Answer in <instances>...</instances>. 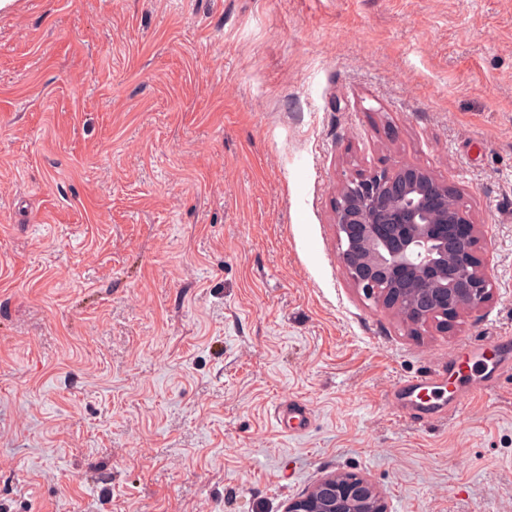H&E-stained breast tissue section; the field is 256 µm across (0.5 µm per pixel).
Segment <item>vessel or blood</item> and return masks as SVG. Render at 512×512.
Listing matches in <instances>:
<instances>
[{"label":"vessel or blood","mask_w":512,"mask_h":512,"mask_svg":"<svg viewBox=\"0 0 512 512\" xmlns=\"http://www.w3.org/2000/svg\"><path fill=\"white\" fill-rule=\"evenodd\" d=\"M506 374H512V336H497L450 351L444 365L399 382L390 400L412 421L430 422L455 415L476 396L492 392ZM449 381L454 390L446 401H437L436 391ZM275 419L281 428L299 435L309 430L312 411L306 402L291 399L276 407Z\"/></svg>","instance_id":"vessel-or-blood-1"}]
</instances>
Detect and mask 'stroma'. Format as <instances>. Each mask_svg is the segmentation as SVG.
I'll return each mask as SVG.
<instances>
[{
    "mask_svg": "<svg viewBox=\"0 0 512 512\" xmlns=\"http://www.w3.org/2000/svg\"><path fill=\"white\" fill-rule=\"evenodd\" d=\"M415 164L493 298L420 334L345 275L361 170ZM512 335V0H13L0 11V512H512V375L420 425L401 380ZM314 423L281 434L273 407ZM312 411L309 405L301 400L288 399L281 402L275 409V419L281 428L288 433H306L312 424ZM284 512H387V504L368 479L334 474L322 478L309 492L289 500Z\"/></svg>",
    "mask_w": 512,
    "mask_h": 512,
    "instance_id": "obj_1",
    "label": "stroma"
}]
</instances>
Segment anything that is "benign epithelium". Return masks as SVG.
Segmentation results:
<instances>
[{
	"mask_svg": "<svg viewBox=\"0 0 512 512\" xmlns=\"http://www.w3.org/2000/svg\"><path fill=\"white\" fill-rule=\"evenodd\" d=\"M334 224L347 278L416 334L429 325L446 334L462 312L492 298L477 224L458 192L423 167L374 168L345 180ZM284 512H387V504L368 479L334 474Z\"/></svg>",
	"mask_w": 512,
	"mask_h": 512,
	"instance_id": "benign-epithelium-1",
	"label": "benign epithelium"
}]
</instances>
